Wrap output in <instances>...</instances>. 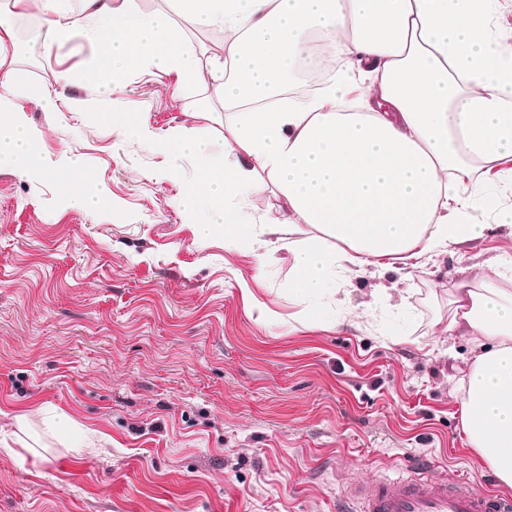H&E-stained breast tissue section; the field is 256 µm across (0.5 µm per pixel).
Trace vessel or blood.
I'll return each mask as SVG.
<instances>
[{
	"instance_id": "b4317fda",
	"label": "vessel or blood",
	"mask_w": 512,
	"mask_h": 512,
	"mask_svg": "<svg viewBox=\"0 0 512 512\" xmlns=\"http://www.w3.org/2000/svg\"><path fill=\"white\" fill-rule=\"evenodd\" d=\"M363 512H512L503 499L468 482L428 478L370 481L358 489Z\"/></svg>"
}]
</instances>
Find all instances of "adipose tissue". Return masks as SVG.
Here are the masks:
<instances>
[{
	"label": "adipose tissue",
	"instance_id": "ef3b65f1",
	"mask_svg": "<svg viewBox=\"0 0 512 512\" xmlns=\"http://www.w3.org/2000/svg\"><path fill=\"white\" fill-rule=\"evenodd\" d=\"M0 9V46L13 41L10 15L37 9L50 38L78 35L99 46L86 77L101 89L130 66L173 72L182 83L208 72L224 102L223 167L199 171L182 202L205 206L203 235L223 234L246 247L254 225L231 221L226 198L247 202L275 183L287 216L265 230L293 255L290 292L315 300L334 270L407 265L417 252L462 245L485 230L473 214L481 184L454 189L462 154L497 165L512 163V50L499 47L489 18L495 0H174L185 24L224 31L222 56L189 51L164 13L144 14L137 0H81L85 27L59 18L58 0H7ZM324 35L327 55L361 64L364 84L353 112L341 111L349 70L315 96L285 94V78L313 47L309 31ZM12 69L0 58V166L27 171L36 136L13 102ZM120 133L154 139L180 154L202 155L203 137L186 130L151 133L137 106L105 114ZM78 153L44 167L64 196L85 207L100 195L77 177ZM445 327L477 344L460 379L462 427L480 462L512 490V290L488 275L461 279Z\"/></svg>",
	"mask_w": 512,
	"mask_h": 512
}]
</instances>
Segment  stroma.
<instances>
[{
	"label": "stroma",
	"mask_w": 512,
	"mask_h": 512,
	"mask_svg": "<svg viewBox=\"0 0 512 512\" xmlns=\"http://www.w3.org/2000/svg\"><path fill=\"white\" fill-rule=\"evenodd\" d=\"M98 53L76 39L9 55L42 160L79 153L106 202L0 169V512H361L351 487L413 472L500 492L461 430L474 342L445 326L460 277L512 278V230L494 224L512 182L477 211L481 238L401 273L365 265L314 305L288 290L290 252L261 261L267 234L228 248L180 205L224 163L211 83L135 69L102 101L84 80ZM130 101L208 153L109 133L102 112ZM18 415L39 446L13 435Z\"/></svg>",
	"instance_id": "obj_1"
}]
</instances>
